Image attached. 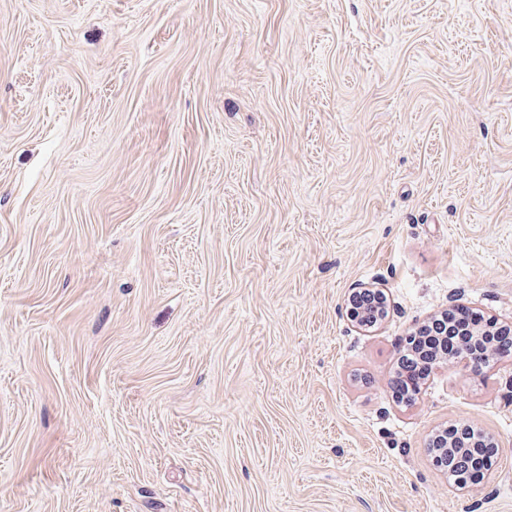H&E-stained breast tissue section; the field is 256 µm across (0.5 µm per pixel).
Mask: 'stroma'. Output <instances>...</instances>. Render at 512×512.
<instances>
[{
	"instance_id": "35a3bbf8",
	"label": "stroma",
	"mask_w": 512,
	"mask_h": 512,
	"mask_svg": "<svg viewBox=\"0 0 512 512\" xmlns=\"http://www.w3.org/2000/svg\"><path fill=\"white\" fill-rule=\"evenodd\" d=\"M458 305L512 325V0H0V512H512V357L390 389ZM367 291L375 292L376 296L382 300L381 305L385 304V306L380 307L381 311L379 313L378 310L373 307H365V305L359 306L360 304L357 303L360 296L367 293ZM386 308L387 298L383 293V290L369 284H356L355 287L352 288L346 304L348 319L355 325V327L361 330H368L377 326L378 323L386 317Z\"/></svg>"
}]
</instances>
